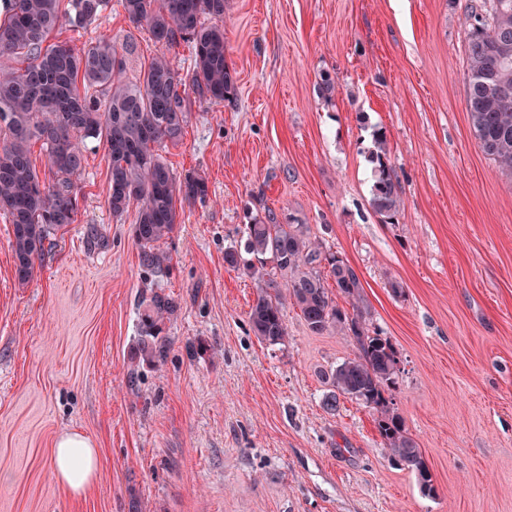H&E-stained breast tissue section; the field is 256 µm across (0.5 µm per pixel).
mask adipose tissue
<instances>
[{"instance_id": "1", "label": "adipose tissue", "mask_w": 512, "mask_h": 512, "mask_svg": "<svg viewBox=\"0 0 512 512\" xmlns=\"http://www.w3.org/2000/svg\"><path fill=\"white\" fill-rule=\"evenodd\" d=\"M98 451L94 441L76 431L58 435L50 460L55 480L73 494H81L97 474Z\"/></svg>"}]
</instances>
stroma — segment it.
<instances>
[{
    "instance_id": "obj_1",
    "label": "stroma",
    "mask_w": 512,
    "mask_h": 512,
    "mask_svg": "<svg viewBox=\"0 0 512 512\" xmlns=\"http://www.w3.org/2000/svg\"><path fill=\"white\" fill-rule=\"evenodd\" d=\"M466 0H225L224 101L193 103L158 152L206 201L182 204L145 270L136 207L113 215L102 142H88L74 224L33 280L15 278L0 215V512H512V180L466 112ZM110 36L129 74L162 50L120 0L86 39ZM401 186L392 219L370 206L377 132ZM298 224L350 264L369 327L400 367L388 407L416 440L435 496L393 464L375 410L324 378L357 353L284 310L288 336L258 339L260 279L224 263L246 224ZM172 299L158 367L133 357L151 291ZM99 448L80 496L50 473L56 436Z\"/></svg>"
}]
</instances>
